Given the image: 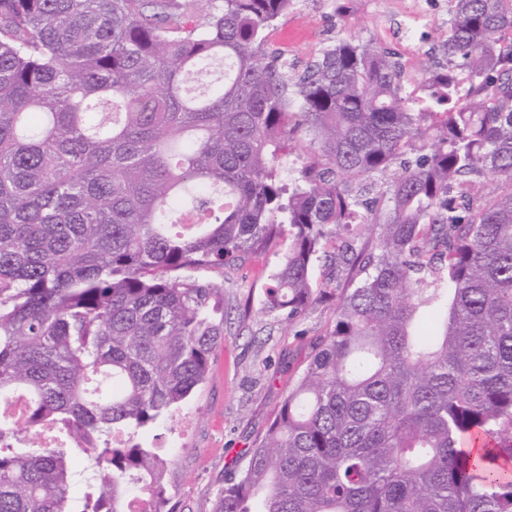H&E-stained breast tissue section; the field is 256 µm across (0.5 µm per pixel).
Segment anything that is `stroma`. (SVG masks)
<instances>
[{
  "mask_svg": "<svg viewBox=\"0 0 512 512\" xmlns=\"http://www.w3.org/2000/svg\"><path fill=\"white\" fill-rule=\"evenodd\" d=\"M408 21L403 0H295L268 46L287 51L300 71L339 37L371 38L401 57ZM281 260V248L273 247L225 268L224 340L206 381L173 417L138 435L170 460L164 484L174 512H213L225 478L244 466L248 448L265 436L333 324V307L325 302L293 326L261 312Z\"/></svg>",
  "mask_w": 512,
  "mask_h": 512,
  "instance_id": "1",
  "label": "stroma"
}]
</instances>
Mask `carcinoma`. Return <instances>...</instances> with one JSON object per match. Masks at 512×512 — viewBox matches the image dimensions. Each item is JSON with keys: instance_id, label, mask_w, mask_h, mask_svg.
<instances>
[{"instance_id": "obj_1", "label": "carcinoma", "mask_w": 512, "mask_h": 512, "mask_svg": "<svg viewBox=\"0 0 512 512\" xmlns=\"http://www.w3.org/2000/svg\"><path fill=\"white\" fill-rule=\"evenodd\" d=\"M195 2L0 0V512H169L135 435L224 340L196 273L285 240L261 311L334 321L214 512H512V0H450L422 100L373 39L268 52L293 0Z\"/></svg>"}]
</instances>
